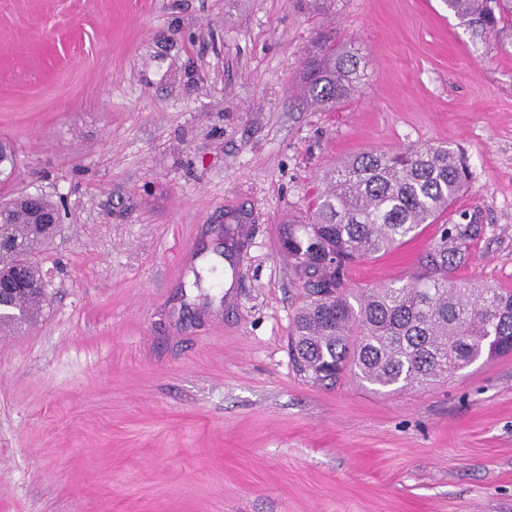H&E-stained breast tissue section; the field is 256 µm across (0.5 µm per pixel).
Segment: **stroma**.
I'll use <instances>...</instances> for the list:
<instances>
[{
	"label": "stroma",
	"instance_id": "obj_1",
	"mask_svg": "<svg viewBox=\"0 0 512 512\" xmlns=\"http://www.w3.org/2000/svg\"><path fill=\"white\" fill-rule=\"evenodd\" d=\"M327 31L367 77L320 111L296 81ZM1 138L10 192L63 220L38 331L0 335V512H512V355L313 382L279 242L337 161L444 145L471 173L447 219L483 227L455 276L512 290V45L444 0H0ZM441 230L348 285L406 280Z\"/></svg>",
	"mask_w": 512,
	"mask_h": 512
}]
</instances>
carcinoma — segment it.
Here are the masks:
<instances>
[{"label":"carcinoma","mask_w":512,"mask_h":512,"mask_svg":"<svg viewBox=\"0 0 512 512\" xmlns=\"http://www.w3.org/2000/svg\"><path fill=\"white\" fill-rule=\"evenodd\" d=\"M480 38L512 41V0H444ZM364 76L358 49L319 36L304 61L297 91L334 110ZM18 164L0 143V187ZM470 178L447 146L370 150L336 163L313 199L305 223L282 225L280 246L300 276L305 303L294 317L293 359L315 382L344 374L380 388L428 387L476 361L512 354V291L475 288L454 272L482 228L451 224L401 285L355 290L345 281L353 262L384 254L448 212ZM55 205L0 191V330L13 331L44 310L37 250L56 224H34L32 208Z\"/></svg>","instance_id":"1"}]
</instances>
